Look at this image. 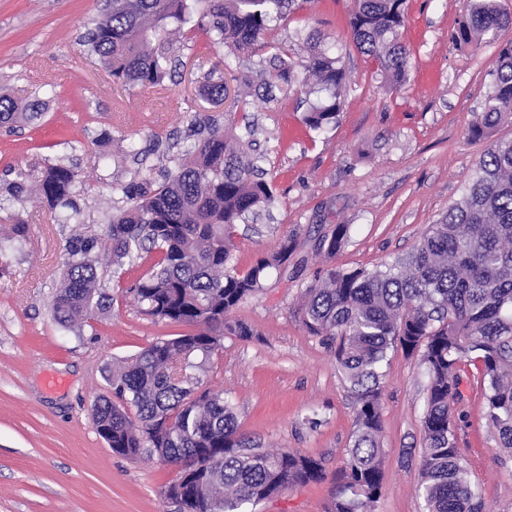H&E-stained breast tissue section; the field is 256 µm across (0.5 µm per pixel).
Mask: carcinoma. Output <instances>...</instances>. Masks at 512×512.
<instances>
[{
	"mask_svg": "<svg viewBox=\"0 0 512 512\" xmlns=\"http://www.w3.org/2000/svg\"><path fill=\"white\" fill-rule=\"evenodd\" d=\"M309 0H109L108 14L89 28L82 45L125 86L164 88L190 49L185 35L201 31L233 60L270 46L268 36L285 16ZM408 0H355L350 39L371 58L385 82L402 87L411 50L402 41ZM512 25V0H469L451 38L460 46ZM303 59L278 48L262 69V84L288 93L298 68L322 97L303 123L314 131L336 125L346 95L340 56L314 34ZM211 70L202 96L221 105L224 76ZM482 111L469 127L474 140H490L459 201L448 206L414 249L374 269L333 266L304 290L297 315L313 336L334 347L356 399L352 447L330 512H372L382 494L384 451L381 398L383 364L391 350L419 356L427 377L418 494L425 512H482L452 422L462 365H477L489 420L500 446L512 454V139H491L512 119V42L502 45L488 71ZM46 101L19 105L0 95V126L12 128L42 115ZM205 135L185 146L162 180L139 177L113 187L125 205L109 217L106 237L84 228L77 173L50 164L35 177L19 172L0 188L14 200H41L59 224L79 231L66 241V271L53 301L55 321L79 329L112 306L99 287V268L123 273L145 266L130 287L142 312L188 328L112 364L113 397L95 404L98 434L112 452L134 458L143 451L178 468L166 488L182 512H250L249 507L291 487L323 478L322 461L289 449L268 450L244 436L236 406L221 393L199 390L197 372L226 336L252 335L230 314L261 292L273 269L288 262L296 235H284L244 272L234 263L236 226L275 199L260 177L254 134L236 132L234 113H200ZM338 224L319 240L328 259L349 241Z\"/></svg>",
	"mask_w": 512,
	"mask_h": 512,
	"instance_id": "obj_1",
	"label": "carcinoma"
}]
</instances>
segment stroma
I'll list each match as a JSON object with an SVG mask.
<instances>
[{"label": "stroma", "mask_w": 512, "mask_h": 512, "mask_svg": "<svg viewBox=\"0 0 512 512\" xmlns=\"http://www.w3.org/2000/svg\"><path fill=\"white\" fill-rule=\"evenodd\" d=\"M107 0H0V95L19 104L57 87L41 117L0 128V179L64 161L78 174L86 224L104 230L111 187L134 174L160 179L192 139L194 115L230 111L202 99L200 85L224 65L223 49L196 33L192 55L157 95L115 83L79 43L104 18ZM353 0H308L272 30L273 45L304 51L300 35L315 31L342 58L349 90L336 127L302 122L312 95L300 88L265 101L258 57L242 58L249 102L239 124L252 123L275 201L238 225L239 269L296 234L285 267L242 302L233 319L251 338L225 337L199 375L201 388L224 393L244 434L272 448L321 459V480L285 490L253 512H327L355 426L356 403L333 350L295 315L304 289L326 266L317 244L336 225L350 239L335 266L374 268L408 253L431 224L459 200L484 149L468 128L481 110L487 72L499 43L453 44L450 34L466 0H409L402 40L412 51L404 86L389 88L374 62L348 36ZM28 224L25 240L0 252L10 273L0 279V512H181L166 487L175 468L144 456L112 453L98 435L93 407L109 394L113 359L180 334L181 326L140 313L127 294L134 272H105L100 286L111 309L81 333L52 316L65 244L75 227L53 223L44 204L0 201V218ZM381 400L385 450L383 489L373 512H424L417 493L426 378L418 357L389 353ZM474 366L461 375L455 406L458 446L484 512H512V455L500 448L486 415Z\"/></svg>", "instance_id": "1"}]
</instances>
